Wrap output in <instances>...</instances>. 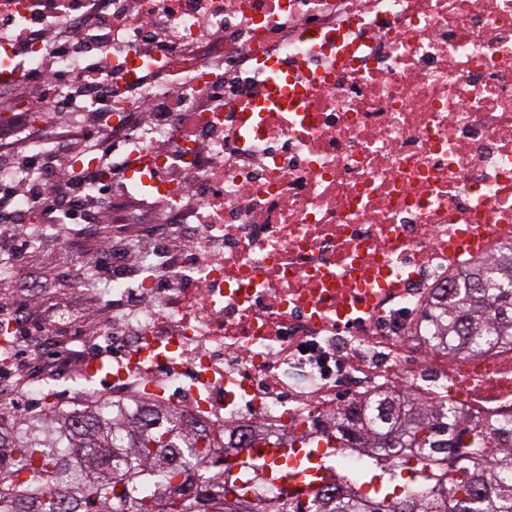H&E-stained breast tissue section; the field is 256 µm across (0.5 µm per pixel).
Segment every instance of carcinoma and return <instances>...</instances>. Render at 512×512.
Listing matches in <instances>:
<instances>
[{"label":"carcinoma","mask_w":512,"mask_h":512,"mask_svg":"<svg viewBox=\"0 0 512 512\" xmlns=\"http://www.w3.org/2000/svg\"><path fill=\"white\" fill-rule=\"evenodd\" d=\"M422 317L435 328L434 344L455 353L512 340V249L446 289ZM402 399L380 392L336 417V448L358 445L387 485L370 495L338 480L286 512H512V444L496 448L493 467L482 470L483 430L444 406L403 413ZM192 464L231 470L216 436L161 404L0 413V512H191L174 493L191 480ZM399 469L410 477L397 495L389 484ZM245 491L226 482L203 499L220 502L217 512H243Z\"/></svg>","instance_id":"1"}]
</instances>
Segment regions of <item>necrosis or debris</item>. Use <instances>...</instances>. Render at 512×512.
Wrapping results in <instances>:
<instances>
[{"mask_svg": "<svg viewBox=\"0 0 512 512\" xmlns=\"http://www.w3.org/2000/svg\"><path fill=\"white\" fill-rule=\"evenodd\" d=\"M112 9L98 77L122 90L106 133L126 154L104 174L127 213L181 225L200 192L205 256L157 274L136 245L129 279L77 278L141 301L118 358L166 349L154 371L114 377L112 397L166 398L244 453L260 425L333 434L338 410L398 390L451 406L512 441V342L435 347L423 309L458 272L512 248V0H80ZM170 20L166 51L125 25Z\"/></svg>", "mask_w": 512, "mask_h": 512, "instance_id": "obj_1", "label": "necrosis or debris"}]
</instances>
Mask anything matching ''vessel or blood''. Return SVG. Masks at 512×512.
Wrapping results in <instances>:
<instances>
[{
    "mask_svg": "<svg viewBox=\"0 0 512 512\" xmlns=\"http://www.w3.org/2000/svg\"><path fill=\"white\" fill-rule=\"evenodd\" d=\"M326 449H311L301 444L263 446L256 444L248 449V458L264 465L268 482L294 491H312L328 481L332 469L327 465Z\"/></svg>",
    "mask_w": 512,
    "mask_h": 512,
    "instance_id": "obj_1",
    "label": "vessel or blood"
}]
</instances>
